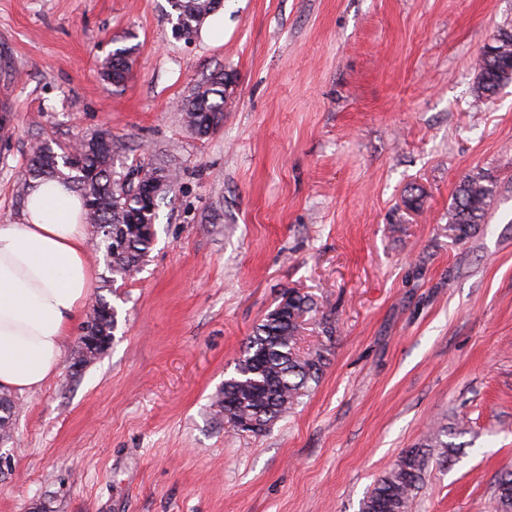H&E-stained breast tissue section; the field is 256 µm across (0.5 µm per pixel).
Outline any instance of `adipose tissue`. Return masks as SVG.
Returning a JSON list of instances; mask_svg holds the SVG:
<instances>
[{"instance_id": "adipose-tissue-1", "label": "adipose tissue", "mask_w": 512, "mask_h": 512, "mask_svg": "<svg viewBox=\"0 0 512 512\" xmlns=\"http://www.w3.org/2000/svg\"><path fill=\"white\" fill-rule=\"evenodd\" d=\"M87 242L83 202L58 182L0 224V389L28 393L56 373L91 283Z\"/></svg>"}]
</instances>
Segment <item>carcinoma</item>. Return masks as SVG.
<instances>
[{"mask_svg": "<svg viewBox=\"0 0 512 512\" xmlns=\"http://www.w3.org/2000/svg\"><path fill=\"white\" fill-rule=\"evenodd\" d=\"M179 37L191 39L203 20L214 12V0H169ZM136 46L115 48L106 60L103 77L114 85L130 77V61ZM512 64V32L503 31L494 41L493 54L485 61L476 78L477 99H490L503 86L501 74ZM232 78L216 73L197 83L181 104L185 126L198 125L195 134L205 136L210 127L224 123V103L232 93ZM100 138L106 146L99 150L84 148L82 166L72 167L66 150L56 151L53 143L43 142L30 154L23 173V193L36 183L58 181L79 193L86 207V221L94 227L107 226L112 236L101 235L95 245L103 246L113 274L126 276L147 256L155 236L156 209L141 205L137 182L120 175L113 166L112 133L100 130L88 140ZM134 172L148 179L156 173L175 183L177 173L166 164L138 165ZM494 180L477 172L464 177L448 208V230L465 238L485 223L493 199ZM309 299L295 291L281 301L247 337L235 375L224 380L218 402L235 410L241 418L257 422L268 430L283 414L297 404L304 389L320 379L326 356L321 350L303 353L297 347L301 314ZM16 403L7 392L0 393V432L12 435ZM459 432L456 427L434 431L424 447L409 448L396 464L374 484L363 500L360 512H408L412 492L419 487L428 465L426 449L435 448L443 460L455 457L461 446L446 440ZM500 512H512V471L501 475L495 489Z\"/></svg>", "mask_w": 512, "mask_h": 512, "instance_id": "1", "label": "carcinoma"}]
</instances>
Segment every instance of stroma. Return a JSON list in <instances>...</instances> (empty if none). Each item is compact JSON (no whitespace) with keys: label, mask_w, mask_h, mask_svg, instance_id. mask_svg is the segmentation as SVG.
<instances>
[{"label":"stroma","mask_w":512,"mask_h":512,"mask_svg":"<svg viewBox=\"0 0 512 512\" xmlns=\"http://www.w3.org/2000/svg\"><path fill=\"white\" fill-rule=\"evenodd\" d=\"M166 0H0V223L22 216L39 142L110 130L115 166L178 180L130 276L103 249L58 372L15 394L0 512H359L403 451L453 426L409 512H498L512 469V84L473 96L512 0H224V39H174ZM136 45L133 77L100 63ZM234 91L200 139L179 102ZM490 174L479 232L455 238L460 180ZM419 204L408 208L407 196ZM308 295L318 382L258 436L216 396L284 292ZM118 328L75 367L98 300Z\"/></svg>","instance_id":"1"}]
</instances>
